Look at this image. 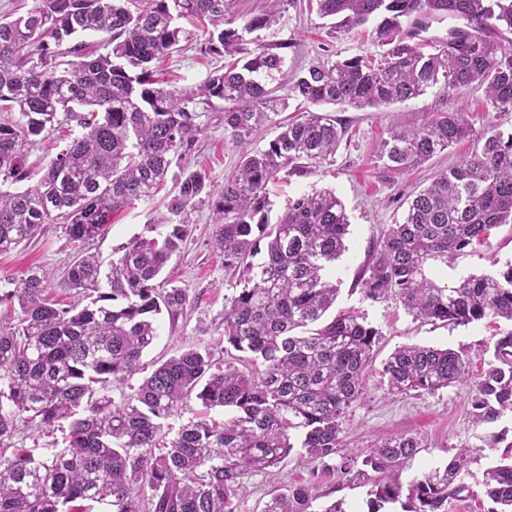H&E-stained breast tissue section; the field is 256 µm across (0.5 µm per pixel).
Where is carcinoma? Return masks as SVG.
Wrapping results in <instances>:
<instances>
[{
  "mask_svg": "<svg viewBox=\"0 0 512 512\" xmlns=\"http://www.w3.org/2000/svg\"><path fill=\"white\" fill-rule=\"evenodd\" d=\"M0 21V184L30 178L28 150L60 115L77 118L73 137L32 185L0 190V254L44 224L66 225L78 242L100 237L112 212L166 186L173 164L186 163L202 128L197 105L224 102V132L241 148L224 185L203 170L182 171L165 195L169 217L156 237H135L108 265L94 254L67 272L87 303L49 297V276L28 270L0 292V512H234L242 479L277 466L293 448L320 462L342 447L341 424L367 389L379 331L363 317L328 318L338 288L331 265L346 251L350 225L342 201L313 188L288 201L270 221L267 187L280 173L307 177L330 161L346 134L323 105L376 108L417 99L436 85L453 97L463 87L485 89L491 105L512 111V0H315L332 20L330 33L372 25L381 53L319 61L289 88L297 115L265 150L248 148L268 111L288 104L273 83L285 58L254 33L279 20L288 0H269L240 27L224 26L232 0H36ZM448 21V39L425 51L420 33ZM210 25L198 43L203 55L224 58L198 87L159 85L151 64ZM103 36V52L76 43L81 33ZM473 134L456 108L379 141L377 159L401 173ZM211 207L214 249L239 272L219 322L224 343L241 356L212 371L210 354L187 349L144 377L117 404L110 387L141 369L157 338L156 316L185 305L181 288L154 282L185 241L190 214ZM512 223V131L489 126L457 165L437 175L410 202L370 254L360 283L373 301L393 297L432 322L468 325L488 317L512 324V264L492 275L454 282L432 276L466 249ZM495 362L471 397L473 418L493 423L512 413V328L494 345ZM467 360L450 349L406 345L384 363L380 383L394 394L434 393L467 374ZM232 412L223 422L196 421L169 439L163 420L190 398ZM68 423L64 447L48 456L7 453L21 423L53 429ZM301 430L291 443V430ZM406 435L366 451L375 473L369 512L399 503L403 512H447L448 500L469 491L460 474L461 448L442 469L398 479L419 452ZM484 493L512 512V451L488 468ZM307 485L270 498L263 512H313Z\"/></svg>",
  "mask_w": 512,
  "mask_h": 512,
  "instance_id": "cac0c4a2",
  "label": "carcinoma"
}]
</instances>
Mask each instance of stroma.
I'll return each mask as SVG.
<instances>
[{
    "label": "stroma",
    "mask_w": 512,
    "mask_h": 512,
    "mask_svg": "<svg viewBox=\"0 0 512 512\" xmlns=\"http://www.w3.org/2000/svg\"><path fill=\"white\" fill-rule=\"evenodd\" d=\"M262 37L265 43L286 46L285 66L278 77L277 94L281 97L286 95L294 76L306 72L316 60L376 51L368 28L329 35L326 20L319 17L311 0H293L277 24L263 31ZM223 64V58L201 56L194 46L187 45L156 63L155 69L167 88L189 90L202 84ZM460 105L468 112L475 131H482L490 124L512 130V112L495 110L483 89L474 85L452 98L444 96L436 86L417 99L390 106L364 109L333 106L329 112L343 120L347 134L331 163L309 177L283 178L271 183L269 200L273 214L278 215L283 213L289 199L311 187L328 188L343 202L351 221L348 250L334 271L340 288L334 311L363 317L380 336L374 352L375 374L369 380L366 395L342 423L344 444L362 452L394 434L416 438L421 448L411 465L399 475L404 484L444 467L457 449H469L471 462L461 479L473 495L449 500L448 512H490L492 503L484 494L483 475L512 442V414H503L491 424H478L471 414L470 401L478 378L493 358L496 341L508 328L507 323L491 318L466 326L428 322L409 314L396 300L366 299L359 284L369 248L381 240L390 225L401 222L408 200L429 186L438 173L468 156L475 146L474 140L469 139L437 153L421 166L404 173H391L376 157L380 139L391 130L423 125L436 113ZM199 122L203 132L191 165L206 170L214 185H223L240 158L238 147L224 132L223 102H215L213 107L201 112ZM164 211V197L160 194L133 202L113 212L104 236L86 242L71 240L64 225H43L13 251L0 254V289H8L28 269L38 267L49 275L51 297L67 304L80 302V295L66 284V272L79 254L93 253L103 262H110L133 237L147 235L148 224ZM213 228L208 204H197L186 241L161 275L162 280L185 289L186 305L176 317L158 315V338L142 358L141 373L113 385L114 401H121L132 388L138 387L144 375L183 350L197 348L209 352L219 369L230 361L218 322L238 286V274L225 268L223 255L213 249ZM510 263L512 224H502L493 230L488 243L466 250L451 267H436L434 273L448 279L493 274ZM407 344L447 348L462 354L470 362L468 373L460 382L433 393H388L381 386L378 373L394 350ZM493 433L503 436L504 445L488 448L487 438ZM317 467V462L301 456L299 450H292L279 466L244 478L243 487L234 499L235 512H262L272 493L297 484L311 485L316 507L338 502L345 512H368L373 478L369 468L357 461L351 463L350 475L317 484L312 480Z\"/></svg>",
    "instance_id": "35a3bbf8"
}]
</instances>
